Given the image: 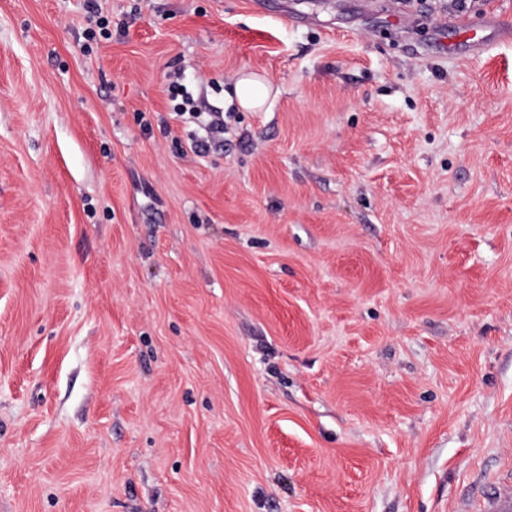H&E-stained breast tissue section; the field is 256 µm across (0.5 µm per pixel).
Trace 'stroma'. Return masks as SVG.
<instances>
[{"label":"stroma","mask_w":512,"mask_h":512,"mask_svg":"<svg viewBox=\"0 0 512 512\" xmlns=\"http://www.w3.org/2000/svg\"><path fill=\"white\" fill-rule=\"evenodd\" d=\"M488 4L437 14L476 55L386 0H97L91 42L84 0H0V512H463L512 464ZM95 1L96 0H86V8L89 13L88 20L91 25L88 31L89 38H96L97 30L95 28H97L101 37L104 39H110L112 37V31L109 29L110 21L107 17L101 16ZM235 94L239 106L250 112H260L267 104L270 95V84L252 72H241L235 82ZM174 100L177 101L178 97H181L180 102L174 105V109L177 110L180 115L188 114L199 120L202 118V114H207L208 119H204L203 125L205 130L211 134L214 139H221L224 136V113L223 112H208L203 113L198 111V107L195 105L193 96L187 91V88L178 81L174 82Z\"/></svg>","instance_id":"obj_1"}]
</instances>
